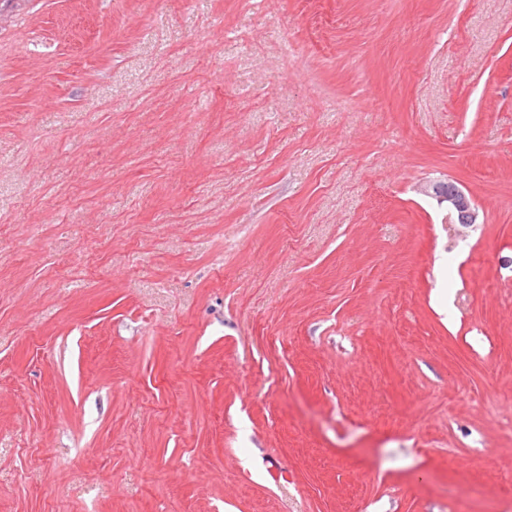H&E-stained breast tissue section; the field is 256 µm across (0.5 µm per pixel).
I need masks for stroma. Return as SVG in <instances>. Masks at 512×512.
I'll return each instance as SVG.
<instances>
[{"instance_id":"obj_1","label":"stroma","mask_w":512,"mask_h":512,"mask_svg":"<svg viewBox=\"0 0 512 512\" xmlns=\"http://www.w3.org/2000/svg\"><path fill=\"white\" fill-rule=\"evenodd\" d=\"M0 512H512V0H0ZM419 191L434 198L440 205L446 204L452 224L471 227L480 223L479 210L473 197L457 182L429 181Z\"/></svg>"}]
</instances>
